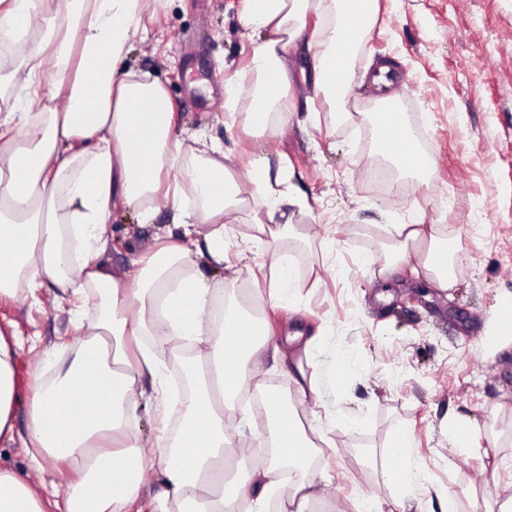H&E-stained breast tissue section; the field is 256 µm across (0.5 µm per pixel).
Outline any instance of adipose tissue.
Segmentation results:
<instances>
[{"mask_svg": "<svg viewBox=\"0 0 512 512\" xmlns=\"http://www.w3.org/2000/svg\"><path fill=\"white\" fill-rule=\"evenodd\" d=\"M146 0H68L64 13L38 16L36 0H0V31L28 28L40 17L46 29L23 45L25 59L13 79L21 96L0 116V298L44 282L80 292L95 286L102 297L96 324L83 328L70 366L52 385L33 380L27 395V438L41 460L73 466L77 478L65 512H125L140 498L143 450L129 426L138 404L137 379L161 373V357L183 348L193 385L183 406L176 440L157 438L159 492L148 512H265L267 490L286 468H302L309 449L287 400L268 395L277 458L255 477L254 489L209 478L215 459L234 439L224 428V408L248 378L245 365L263 358L265 331L258 318L195 271L196 258L224 264V219L238 189L211 144L193 179L195 208L168 183V167L182 154L174 112L165 89L117 67ZM372 0H245L241 22L271 31L257 44L251 65V124L269 129L285 121L287 72L280 54L301 36L308 14L321 17L316 34L315 83L336 111H344L355 48L365 39ZM53 65L57 79L47 92L37 72ZM378 147L400 168L418 172L425 160L406 132L400 113H375ZM170 201L175 223L209 225L204 241L159 243L140 259L141 285L117 281L98 258L107 247L103 226L113 208L148 210L157 196ZM394 254L419 250L421 270L439 287L452 282L450 239L415 222L387 227ZM115 351H108L107 341ZM18 344L0 331V441L13 440L18 402ZM413 434L397 432L388 449L387 478L405 487L423 479L411 460ZM0 512H43L41 500L18 474L0 469Z\"/></svg>", "mask_w": 512, "mask_h": 512, "instance_id": "ef3b65f1", "label": "adipose tissue"}]
</instances>
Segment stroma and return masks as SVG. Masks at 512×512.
I'll list each match as a JSON object with an SVG mask.
<instances>
[{
  "instance_id": "1",
  "label": "stroma",
  "mask_w": 512,
  "mask_h": 512,
  "mask_svg": "<svg viewBox=\"0 0 512 512\" xmlns=\"http://www.w3.org/2000/svg\"><path fill=\"white\" fill-rule=\"evenodd\" d=\"M243 5H150L154 20L146 32L131 35L121 67L159 83L171 99L183 152L168 178L183 193H190L205 156L204 140L224 145L240 201L225 229L228 260L207 276L232 295L246 286L268 348L291 353L317 385L327 386L338 355L359 361L319 407L297 395L282 362L247 363L254 389L280 390L321 445L299 478L314 481V503L329 512H351L352 500L362 495L391 512L398 489L381 475L383 451L406 429L427 483L412 494L423 512H442L448 489L459 495V512H471L476 499L512 495V468L505 464L512 458V344L485 346L501 303L512 298V0H377L369 35L351 61L354 83L344 117L315 87L311 60L318 44L311 33L320 20L308 15L306 35L284 58L290 117L264 132L249 124V99L232 111L224 105L226 84L255 81L249 64L261 38L242 25ZM43 33L37 25L0 33L1 110L19 94L10 79L24 63L18 43L39 41ZM383 62L392 65V91L407 130L432 159L417 175L394 167L377 148L373 114L380 93L371 76ZM258 158L269 161L272 178L291 197L270 215L251 198L249 164ZM374 164L405 186L402 196L372 192L365 169ZM153 207L148 220L116 209L103 226L108 248L99 262L130 288L138 287L137 261L156 247L157 234L183 235L170 203L160 197ZM419 210L456 241L451 288L417 275L414 257L389 260L380 227L409 223ZM286 222L293 234L272 239ZM282 255L295 270L297 290L292 303L274 308L268 285ZM384 266L389 273L382 278ZM75 310L69 294L50 282L0 299V330L20 344L19 390L33 377L51 382L68 368L78 344ZM297 331L319 336V348L306 353L287 344ZM181 367L179 355H169L160 395L150 377L140 380L144 395L131 425L147 453L146 499L159 489L153 444L160 397H175ZM460 418L478 419L485 428L475 455H460L448 441L449 422ZM224 424L236 435L232 472L252 485L271 425L242 394L225 410ZM27 427V409L18 406L15 439L0 442V469L23 476L46 512H58L74 474L64 465L34 466Z\"/></svg>"
}]
</instances>
